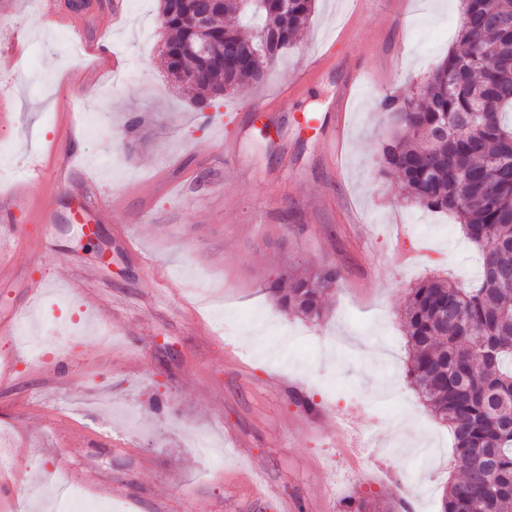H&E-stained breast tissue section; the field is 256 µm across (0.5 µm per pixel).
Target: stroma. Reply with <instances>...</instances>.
Returning <instances> with one entry per match:
<instances>
[{"instance_id": "1", "label": "stroma", "mask_w": 512, "mask_h": 512, "mask_svg": "<svg viewBox=\"0 0 512 512\" xmlns=\"http://www.w3.org/2000/svg\"><path fill=\"white\" fill-rule=\"evenodd\" d=\"M69 2L49 21L39 0H0V30H28L17 61L0 60V105L19 116L0 126V182L63 146L97 183L82 200L27 185L52 196L53 218L28 224L25 248L6 253L0 319L41 337L43 357L24 356L0 383L13 460L0 512H53L57 488L94 498L101 485L129 512H338L351 496L440 512L451 439L407 382L400 312L419 281H472L479 269L452 218L407 204L397 176L379 172L394 123L377 100L427 80L453 47L460 0H316L267 80L207 108L205 123L159 56L158 0H88L87 44L110 39L126 60L119 74L74 43ZM327 48L333 66L276 112L265 139L250 105ZM357 68L333 165L298 118L335 125L336 91ZM227 137L245 164L225 162ZM164 175L151 219H139V186ZM119 191L126 238L104 222L98 247L87 245L75 212ZM328 263L341 278L323 321L288 316L264 292L284 268ZM293 388L318 403L316 424L290 402ZM382 399L392 420L377 425L368 409ZM255 472L277 499L253 494Z\"/></svg>"}]
</instances>
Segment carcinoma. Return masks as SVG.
Wrapping results in <instances>:
<instances>
[{
    "instance_id": "cac0c4a2",
    "label": "carcinoma",
    "mask_w": 512,
    "mask_h": 512,
    "mask_svg": "<svg viewBox=\"0 0 512 512\" xmlns=\"http://www.w3.org/2000/svg\"><path fill=\"white\" fill-rule=\"evenodd\" d=\"M458 47L432 81L407 97L386 95L379 107L413 134H393L379 153L403 199L445 212L479 256L480 276L467 286L433 276L411 288L403 312L406 378L448 426L459 478L441 512H512V31L483 22L512 16V0H463ZM196 0H160L166 32L161 56L174 82L213 107L244 84L263 81L310 22L315 0H222L208 19L213 56L182 47L199 32L185 17ZM341 277L335 264L279 275L267 290L287 314L325 316L323 295ZM369 498L349 497L340 512H372Z\"/></svg>"
}]
</instances>
